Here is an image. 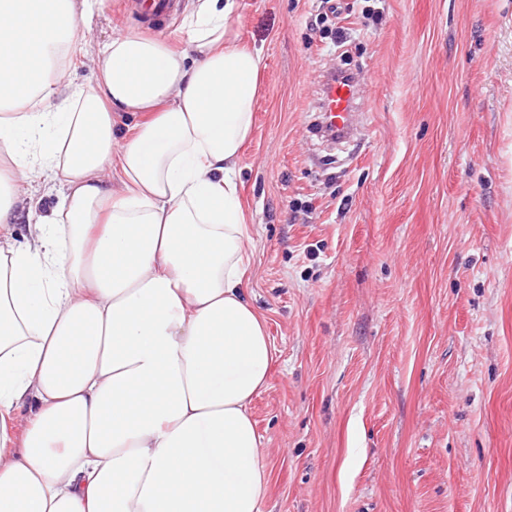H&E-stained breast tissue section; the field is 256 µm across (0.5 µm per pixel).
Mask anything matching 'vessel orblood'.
Returning <instances> with one entry per match:
<instances>
[{
    "label": "vessel or blood",
    "mask_w": 512,
    "mask_h": 512,
    "mask_svg": "<svg viewBox=\"0 0 512 512\" xmlns=\"http://www.w3.org/2000/svg\"><path fill=\"white\" fill-rule=\"evenodd\" d=\"M318 134L331 142L351 140L358 109L356 89L347 71L328 72L320 85Z\"/></svg>",
    "instance_id": "obj_1"
}]
</instances>
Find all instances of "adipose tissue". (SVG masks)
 <instances>
[{"mask_svg":"<svg viewBox=\"0 0 512 512\" xmlns=\"http://www.w3.org/2000/svg\"><path fill=\"white\" fill-rule=\"evenodd\" d=\"M89 1L0 0V512H261L249 405L275 348L238 164L262 57L236 0H190L187 48L119 33L77 84Z\"/></svg>","mask_w":512,"mask_h":512,"instance_id":"obj_1","label":"adipose tissue"}]
</instances>
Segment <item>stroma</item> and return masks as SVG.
<instances>
[{
	"instance_id": "1",
	"label": "stroma",
	"mask_w": 512,
	"mask_h": 512,
	"mask_svg": "<svg viewBox=\"0 0 512 512\" xmlns=\"http://www.w3.org/2000/svg\"><path fill=\"white\" fill-rule=\"evenodd\" d=\"M238 0L263 90L238 181L247 294L275 347L250 413L262 512H512V0ZM90 5L72 60L129 29ZM365 90L357 138L308 130L321 72Z\"/></svg>"
}]
</instances>
